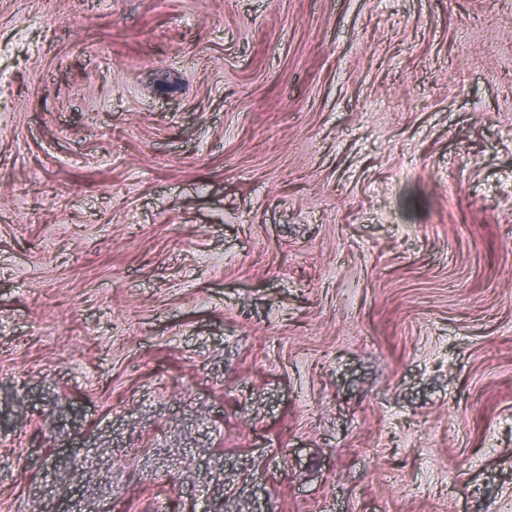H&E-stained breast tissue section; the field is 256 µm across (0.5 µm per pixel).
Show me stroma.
Masks as SVG:
<instances>
[{"mask_svg": "<svg viewBox=\"0 0 512 512\" xmlns=\"http://www.w3.org/2000/svg\"><path fill=\"white\" fill-rule=\"evenodd\" d=\"M0 512H512V0H0Z\"/></svg>", "mask_w": 512, "mask_h": 512, "instance_id": "35a3bbf8", "label": "stroma"}]
</instances>
